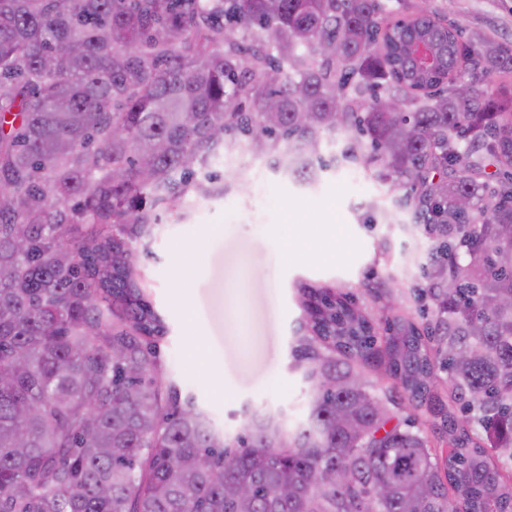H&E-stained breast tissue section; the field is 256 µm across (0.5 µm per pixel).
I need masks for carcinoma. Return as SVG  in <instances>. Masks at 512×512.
Masks as SVG:
<instances>
[{
	"mask_svg": "<svg viewBox=\"0 0 512 512\" xmlns=\"http://www.w3.org/2000/svg\"><path fill=\"white\" fill-rule=\"evenodd\" d=\"M385 0H0V512H512V45ZM438 63L416 68L405 40ZM474 80L463 102L453 88ZM405 184L431 319L298 289L305 418L231 440L158 373L133 245L241 145ZM492 166L494 171L486 168ZM448 373L449 401L434 369ZM383 369L407 412L374 392ZM448 444L432 457L417 427Z\"/></svg>",
	"mask_w": 512,
	"mask_h": 512,
	"instance_id": "carcinoma-1",
	"label": "carcinoma"
}]
</instances>
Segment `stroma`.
Segmentation results:
<instances>
[{
	"label": "stroma",
	"mask_w": 512,
	"mask_h": 512,
	"mask_svg": "<svg viewBox=\"0 0 512 512\" xmlns=\"http://www.w3.org/2000/svg\"><path fill=\"white\" fill-rule=\"evenodd\" d=\"M443 23L512 39V0H409ZM211 172L229 181L186 218L166 214L148 247H136L146 294L164 322L166 380L194 396L214 426L241 431L243 410L304 415L311 385L292 369L301 318L300 284H331L370 317L419 318L428 239L396 204L407 187H387L341 163L310 185L241 153ZM387 203V223H368L366 206ZM222 387H214V379Z\"/></svg>",
	"instance_id": "stroma-1"
}]
</instances>
